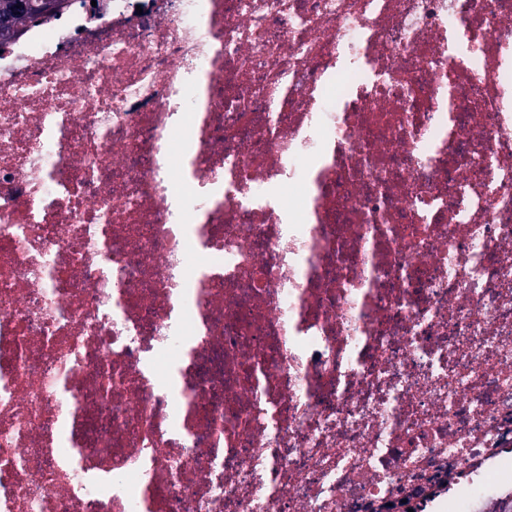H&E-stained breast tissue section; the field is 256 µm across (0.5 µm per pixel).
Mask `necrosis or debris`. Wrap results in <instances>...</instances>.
Segmentation results:
<instances>
[{
	"mask_svg": "<svg viewBox=\"0 0 512 512\" xmlns=\"http://www.w3.org/2000/svg\"><path fill=\"white\" fill-rule=\"evenodd\" d=\"M512 496V0H67L0 45V512Z\"/></svg>",
	"mask_w": 512,
	"mask_h": 512,
	"instance_id": "necrosis-or-debris-1",
	"label": "necrosis or debris"
}]
</instances>
